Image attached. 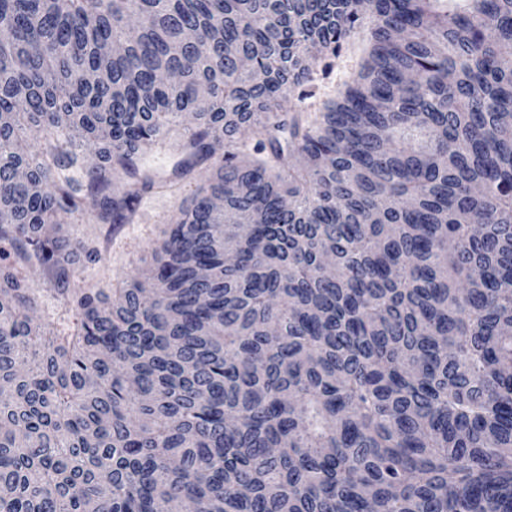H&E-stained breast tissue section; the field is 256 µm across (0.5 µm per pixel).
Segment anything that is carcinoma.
Here are the masks:
<instances>
[{
  "label": "carcinoma",
  "mask_w": 512,
  "mask_h": 512,
  "mask_svg": "<svg viewBox=\"0 0 512 512\" xmlns=\"http://www.w3.org/2000/svg\"><path fill=\"white\" fill-rule=\"evenodd\" d=\"M206 170L145 280L77 282L64 218ZM0 512H512V0H0ZM369 26V19H366L353 36L344 42L339 56L331 59L333 66L328 72L324 71V63L330 61L329 59H321L314 64L304 86L294 92H287V97L290 95V98L283 102V115H287L288 119L291 115H297L299 112L294 111L298 106L306 112H315L323 101L338 95V92L343 89V83L351 81L356 75L362 59L366 56ZM301 89L306 90L310 95L299 102L297 94ZM179 160V154L174 149H158L146 155L143 163L162 176L167 175Z\"/></svg>",
  "instance_id": "obj_1"
}]
</instances>
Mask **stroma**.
Instances as JSON below:
<instances>
[{"instance_id": "35a3bbf8", "label": "stroma", "mask_w": 512, "mask_h": 512, "mask_svg": "<svg viewBox=\"0 0 512 512\" xmlns=\"http://www.w3.org/2000/svg\"><path fill=\"white\" fill-rule=\"evenodd\" d=\"M368 37L367 27H360L344 42L331 66L316 62L304 83L307 98L300 101L292 97L284 101L285 115H293L299 108L316 111L323 101L336 97L344 82L352 80L358 72L367 53ZM198 186V181L192 180L182 183L172 193L156 189L144 194L137 206L136 217L130 224H91L77 214L67 224L61 225V237L82 239L100 251L98 260L94 262L76 256V267L84 280L94 287L109 290L123 287L138 272L145 270L153 263L155 251L178 205L191 198Z\"/></svg>"}]
</instances>
